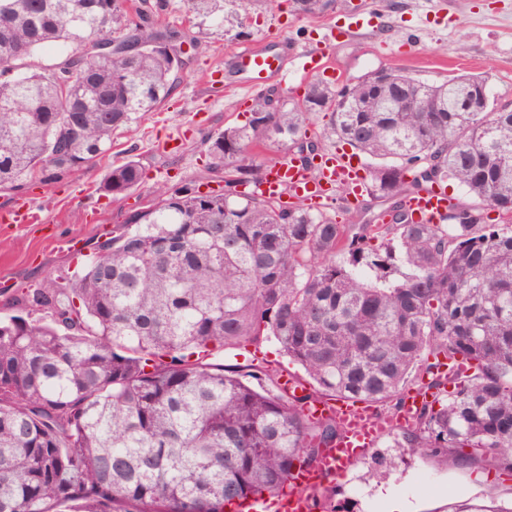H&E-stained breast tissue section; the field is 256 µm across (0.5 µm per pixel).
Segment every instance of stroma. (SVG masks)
I'll use <instances>...</instances> for the list:
<instances>
[{"mask_svg":"<svg viewBox=\"0 0 512 512\" xmlns=\"http://www.w3.org/2000/svg\"><path fill=\"white\" fill-rule=\"evenodd\" d=\"M373 3L380 10L379 27L341 36L330 50L334 66L348 78L390 67L429 83L478 74L487 80L491 101L512 108V0H335L317 18L289 14L286 0L267 9L224 0L223 25L200 29L185 23L186 0H167V22L187 38L202 37L207 52L194 55L155 110L117 132L111 151L95 165L47 186L33 182L21 191L0 192V209L25 205L41 218L37 224L0 223V282L17 289L72 274L78 264L65 246L71 237L88 248L130 215L151 208L159 191L212 181L209 133L245 122L244 94L234 87L231 61L244 39L281 34L307 50L327 24L352 7ZM130 159L140 162L142 183L117 199L100 191L108 171ZM216 360L239 373L257 374L280 362L281 355L270 340L253 352L225 349ZM399 439L395 432L386 435L357 464L351 481L335 484L334 512H364L363 497L390 489L411 502L410 512H455L466 501L512 503V477L459 457L400 447Z\"/></svg>","mask_w":512,"mask_h":512,"instance_id":"obj_1","label":"stroma"}]
</instances>
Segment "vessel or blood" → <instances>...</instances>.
Masks as SVG:
<instances>
[{"label":"vessel or blood","mask_w":512,"mask_h":512,"mask_svg":"<svg viewBox=\"0 0 512 512\" xmlns=\"http://www.w3.org/2000/svg\"><path fill=\"white\" fill-rule=\"evenodd\" d=\"M375 11L346 16L344 22L326 27L318 47L300 50L296 44L278 37H262L244 42L232 57L238 73L235 83L245 95L259 93L269 82L286 80L289 72L317 75L338 84L343 74L334 70L329 47L344 31H361L371 27ZM317 173L289 161L270 167L264 178L253 185V194L305 202L327 208L336 197L337 186L349 187L352 197H361L365 190L359 165L354 164L343 149L327 151L316 162ZM450 201L445 188L431 187L412 196L407 205L417 222L435 224L448 213ZM425 392H406L400 410L391 416L383 415L370 403L359 400H310L303 412L312 418L331 416L342 426V431L331 447L323 449L312 467L295 472L292 488L274 498L245 499L242 512H312L313 497L327 483L351 472L362 455L377 447L388 432L410 425L415 413L427 401Z\"/></svg>","instance_id":"obj_1"}]
</instances>
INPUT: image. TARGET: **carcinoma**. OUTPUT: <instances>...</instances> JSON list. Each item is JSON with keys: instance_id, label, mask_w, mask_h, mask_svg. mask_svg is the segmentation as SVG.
<instances>
[{"instance_id": "1", "label": "carcinoma", "mask_w": 512, "mask_h": 512, "mask_svg": "<svg viewBox=\"0 0 512 512\" xmlns=\"http://www.w3.org/2000/svg\"><path fill=\"white\" fill-rule=\"evenodd\" d=\"M15 2L0 0V191L94 165L173 88L177 61L155 43H182L148 17L131 25L110 0ZM289 2L307 18L329 6ZM187 5L199 27L224 21V0ZM111 36L128 52L79 50ZM46 48L62 51L52 79L36 62ZM400 77L389 89L353 82L343 101L315 78L271 112L261 95L245 124L207 137L224 158V192L204 199L183 184L82 255L74 276L8 297L28 315L0 320V512H224L275 497L340 434L332 418H307L303 401L368 400L393 414L414 371L444 399L424 405L407 446L467 448L465 461L512 474V111H461L480 76ZM31 96L40 110H25ZM336 140L371 159L368 194L385 208L360 215L339 185L341 224L237 190L261 179L263 151L299 141L314 156ZM142 180L130 159L100 189L117 198ZM446 182L466 198L450 197L445 221L408 218V198ZM268 339L304 370L303 396L212 362ZM440 355L469 372L434 373Z\"/></svg>"}]
</instances>
